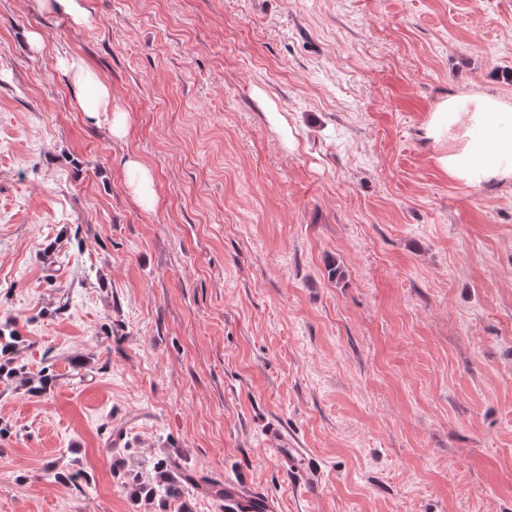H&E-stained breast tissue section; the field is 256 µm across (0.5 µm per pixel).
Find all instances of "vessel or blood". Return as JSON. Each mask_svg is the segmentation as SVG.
<instances>
[{
  "mask_svg": "<svg viewBox=\"0 0 512 512\" xmlns=\"http://www.w3.org/2000/svg\"><path fill=\"white\" fill-rule=\"evenodd\" d=\"M267 443L277 465L294 478L305 493H313L322 487L325 479L322 461L286 428L269 434ZM224 508L226 512H278L274 501L261 488L238 481L225 482Z\"/></svg>",
  "mask_w": 512,
  "mask_h": 512,
  "instance_id": "b4317fda",
  "label": "vessel or blood"
}]
</instances>
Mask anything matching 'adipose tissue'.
I'll list each match as a JSON object with an SVG mask.
<instances>
[{"label":"adipose tissue","instance_id":"adipose-tissue-1","mask_svg":"<svg viewBox=\"0 0 512 512\" xmlns=\"http://www.w3.org/2000/svg\"><path fill=\"white\" fill-rule=\"evenodd\" d=\"M63 67L76 91L79 108L106 121L115 138H125V115L112 107V91L78 56H66ZM428 138L447 142L438 163L450 179L479 186L512 180V103L483 93L438 102L425 126Z\"/></svg>","mask_w":512,"mask_h":512}]
</instances>
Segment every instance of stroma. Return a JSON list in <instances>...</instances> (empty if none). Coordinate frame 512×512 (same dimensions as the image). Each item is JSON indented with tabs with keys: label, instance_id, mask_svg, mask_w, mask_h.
I'll return each instance as SVG.
<instances>
[{
	"label": "stroma",
	"instance_id": "35a3bbf8",
	"mask_svg": "<svg viewBox=\"0 0 512 512\" xmlns=\"http://www.w3.org/2000/svg\"><path fill=\"white\" fill-rule=\"evenodd\" d=\"M83 2L0 0V512H224L227 480L280 512H512V182L450 180L423 135L442 99L512 101V0ZM159 458L192 479L164 505L132 495ZM62 64L76 91V102L83 112L112 127V135L123 139L128 133L124 112L112 109V91L79 56H65ZM128 166L133 172L130 186L133 194L142 205L151 207L155 201L153 192V179L150 171L137 161H129ZM267 443L277 465L294 478L308 496L322 487L325 479L322 461L311 448H303L284 426L269 433Z\"/></svg>",
	"mask_w": 512,
	"mask_h": 512
}]
</instances>
